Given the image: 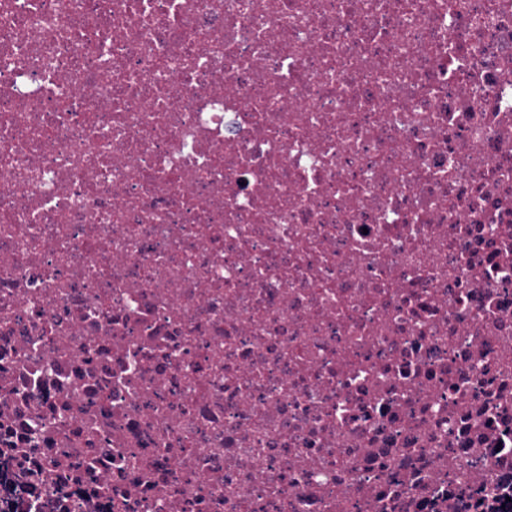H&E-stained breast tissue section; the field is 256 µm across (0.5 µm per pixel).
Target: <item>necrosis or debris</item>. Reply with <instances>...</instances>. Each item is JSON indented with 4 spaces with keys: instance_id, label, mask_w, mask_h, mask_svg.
I'll list each match as a JSON object with an SVG mask.
<instances>
[{
    "instance_id": "1",
    "label": "necrosis or debris",
    "mask_w": 512,
    "mask_h": 512,
    "mask_svg": "<svg viewBox=\"0 0 512 512\" xmlns=\"http://www.w3.org/2000/svg\"><path fill=\"white\" fill-rule=\"evenodd\" d=\"M0 512H512V0H0Z\"/></svg>"
}]
</instances>
